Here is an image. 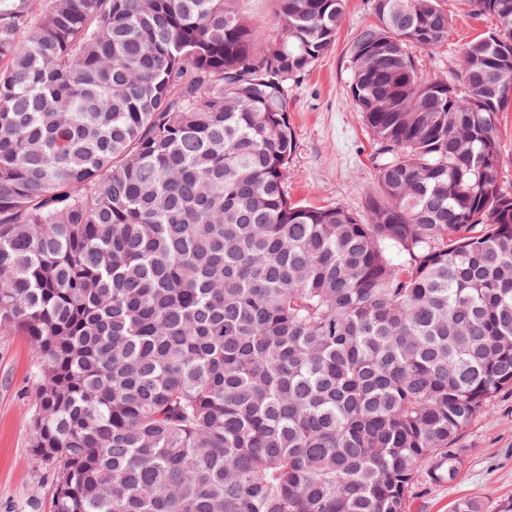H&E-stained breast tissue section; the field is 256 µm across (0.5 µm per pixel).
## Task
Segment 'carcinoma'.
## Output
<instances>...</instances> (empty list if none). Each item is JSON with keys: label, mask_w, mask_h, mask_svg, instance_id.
Here are the masks:
<instances>
[{"label": "carcinoma", "mask_w": 512, "mask_h": 512, "mask_svg": "<svg viewBox=\"0 0 512 512\" xmlns=\"http://www.w3.org/2000/svg\"><path fill=\"white\" fill-rule=\"evenodd\" d=\"M0 0V335L52 512H410L512 390V0L450 78L440 0L346 50L367 213L288 196L295 81L345 0ZM450 512H488L478 497ZM243 7L248 14L259 20V24L256 27L258 40L263 41L276 36L278 26L274 0H251L244 2ZM500 127V164L499 181L501 185L512 191V105L499 115Z\"/></svg>", "instance_id": "obj_1"}]
</instances>
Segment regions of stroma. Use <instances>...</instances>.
Returning a JSON list of instances; mask_svg holds the SVG:
<instances>
[{"mask_svg": "<svg viewBox=\"0 0 512 512\" xmlns=\"http://www.w3.org/2000/svg\"><path fill=\"white\" fill-rule=\"evenodd\" d=\"M454 19L444 47L414 49L419 70L448 77L459 64V47L495 28L490 15L474 16L463 0H441ZM370 0H347L335 47L296 79L288 104L296 148L288 193L319 208L342 207L364 214L376 190L375 142L362 115L348 101L345 53L358 30L373 22ZM34 357L26 337L0 335V512H50L51 479L34 467L29 448L28 412L34 401ZM460 444L466 466L453 482L421 491L411 512H448L465 496L488 507L512 496V392L500 393L487 412L464 431Z\"/></svg>", "mask_w": 512, "mask_h": 512, "instance_id": "obj_1", "label": "stroma"}]
</instances>
